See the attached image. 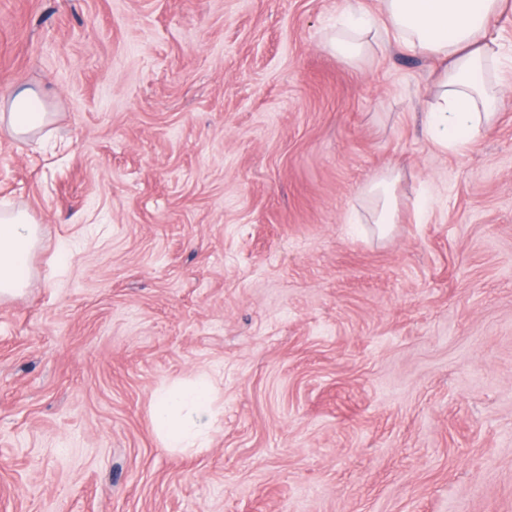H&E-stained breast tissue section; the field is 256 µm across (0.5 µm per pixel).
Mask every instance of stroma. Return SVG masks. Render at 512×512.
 Listing matches in <instances>:
<instances>
[{
    "mask_svg": "<svg viewBox=\"0 0 512 512\" xmlns=\"http://www.w3.org/2000/svg\"><path fill=\"white\" fill-rule=\"evenodd\" d=\"M379 0H0V512H512V70L459 151L437 62L327 46ZM400 174L378 236L362 186ZM214 383L206 448L156 392ZM0 129L2 125L16 138H26L48 125L52 113L46 112L44 102L33 90H22L13 98L0 100ZM38 236V225L27 212H0V299L15 297L27 288V261Z\"/></svg>",
    "mask_w": 512,
    "mask_h": 512,
    "instance_id": "obj_1",
    "label": "stroma"
}]
</instances>
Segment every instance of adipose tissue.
Here are the masks:
<instances>
[{
    "instance_id": "1",
    "label": "adipose tissue",
    "mask_w": 512,
    "mask_h": 512,
    "mask_svg": "<svg viewBox=\"0 0 512 512\" xmlns=\"http://www.w3.org/2000/svg\"><path fill=\"white\" fill-rule=\"evenodd\" d=\"M504 0H382V18L350 10L336 24L330 47L344 62H357L379 29L392 31L415 55L443 61L434 92L423 110L425 136L439 149H462L492 130L500 89L496 80L504 53L488 33ZM52 120L39 94L18 92L0 100V126L17 138L35 134ZM397 174L388 172L365 184L372 221L387 233L398 220ZM39 228L24 211L0 212V299L21 294L29 283L27 261ZM210 386L162 392L155 400L153 423L166 447L180 448L206 439L212 427Z\"/></svg>"
}]
</instances>
